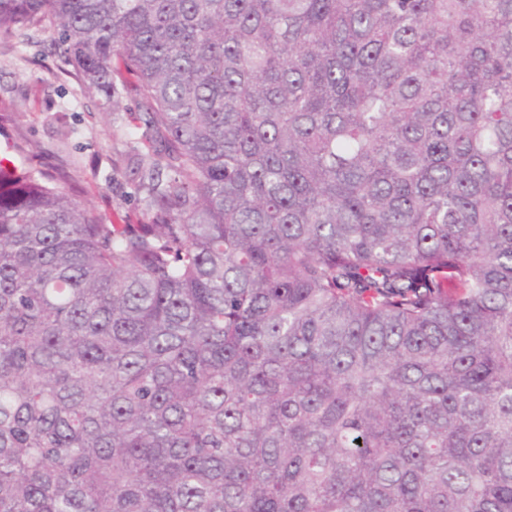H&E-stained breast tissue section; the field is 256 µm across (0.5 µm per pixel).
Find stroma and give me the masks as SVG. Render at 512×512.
Instances as JSON below:
<instances>
[{
	"mask_svg": "<svg viewBox=\"0 0 512 512\" xmlns=\"http://www.w3.org/2000/svg\"><path fill=\"white\" fill-rule=\"evenodd\" d=\"M50 34L34 43H0V154L16 145L43 169L66 170L68 188L103 219L137 224L151 214L150 198L127 176L136 147L128 134L139 112L133 95L118 107L61 73L48 50Z\"/></svg>",
	"mask_w": 512,
	"mask_h": 512,
	"instance_id": "35a3bbf8",
	"label": "stroma"
}]
</instances>
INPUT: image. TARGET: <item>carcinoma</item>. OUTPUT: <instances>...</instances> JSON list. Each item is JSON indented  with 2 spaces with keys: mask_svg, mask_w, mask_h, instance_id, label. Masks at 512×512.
Returning a JSON list of instances; mask_svg holds the SVG:
<instances>
[{
  "mask_svg": "<svg viewBox=\"0 0 512 512\" xmlns=\"http://www.w3.org/2000/svg\"><path fill=\"white\" fill-rule=\"evenodd\" d=\"M56 29L152 215L0 164V512H512V0H0Z\"/></svg>",
  "mask_w": 512,
  "mask_h": 512,
  "instance_id": "cac0c4a2",
  "label": "carcinoma"
}]
</instances>
